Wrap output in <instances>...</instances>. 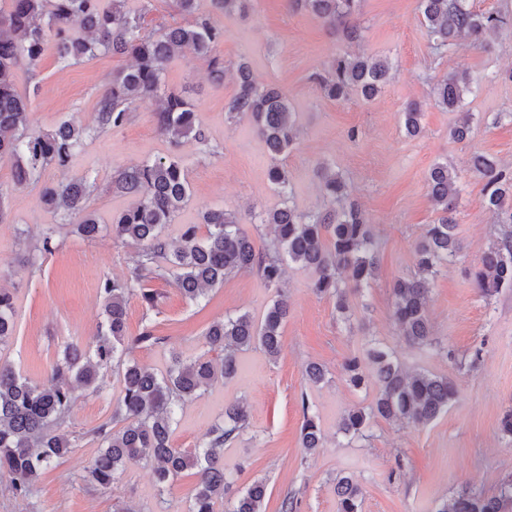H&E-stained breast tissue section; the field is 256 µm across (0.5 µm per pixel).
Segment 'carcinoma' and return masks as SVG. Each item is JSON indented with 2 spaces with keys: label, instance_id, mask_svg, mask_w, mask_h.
<instances>
[{
  "label": "carcinoma",
  "instance_id": "1",
  "mask_svg": "<svg viewBox=\"0 0 512 512\" xmlns=\"http://www.w3.org/2000/svg\"><path fill=\"white\" fill-rule=\"evenodd\" d=\"M210 2L212 11L203 13L197 9L198 0H172L174 10L185 22L149 29L144 25L149 6L132 11L127 0H108L106 4L102 0H0V159L11 163L14 187L39 183L47 166H66L86 140L125 125L131 113L153 103L157 105V126L172 145L178 147L191 139L200 152L216 154L217 148L198 127L192 102L165 82L167 62L176 51L187 48L207 63L213 84L223 83L224 59L217 55L216 47L224 41V27L218 24L216 15L243 11L248 0ZM293 3L325 25L342 28L346 39H361V26L350 23L360 0ZM418 8L438 55L446 53L460 38L469 37L478 44L487 31L512 28L507 16L478 13L468 0H419ZM51 42L59 62L65 65L100 53L133 59L132 64L112 74V83L97 101L92 128L66 120L47 133L31 126L28 101L18 93L13 73L22 62L37 64ZM390 70L385 58L338 55L313 79L330 99L357 94L370 101L385 88ZM236 80L238 90L227 104V118L235 122L247 116L253 122L266 143L271 159L269 179L281 198L279 207L252 213L254 226L272 229L264 248H256L235 212L222 207L202 211L206 236H198L196 226L187 224L177 243L168 240L164 235L166 225L173 223L192 199L187 165L177 154L147 159L117 171L113 185L132 202L113 215L112 224L106 228L98 224L87 205L95 183L80 177L42 185V203L59 212L61 219L76 220L81 236L94 238L107 230L114 240L133 246L134 267L126 280H102L98 294L103 318L93 345L84 346L78 341L66 344L49 382H34L11 365L0 363V476L8 477L7 490L12 497L31 498L43 475L74 452L79 437L59 429L69 419L77 392L97 390L99 379L115 369L121 377L122 392L111 418L94 430L100 448L86 467L87 484L105 492L127 466L148 463L162 498L175 477L193 469L197 483L189 512H215L229 486L224 472V445L247 427V405L237 401L225 406L224 419L211 428L206 441L193 449L171 444L177 411L215 381L236 376L238 352L259 348L270 358H278L288 305L282 298L274 300L259 320L246 312L224 315L203 334L208 351L224 353L220 363L205 353L188 362L175 357L166 373L159 376L129 357L135 348L164 340L150 324L144 325L138 335H128L129 298L138 293L153 309L156 296L144 288V283L169 278L185 298L199 303L209 290L243 270L256 271L267 287L280 294L284 264L290 261L310 269L313 292L334 298L337 311L345 315L349 302L339 272L345 271L357 289L374 280L377 259L370 225L359 206L350 200L346 179L322 168L324 208L298 210L292 200L288 171L280 163V156L296 138L288 98L276 88L258 85L243 62L236 67ZM468 92L469 78L452 75L434 88L436 105L455 112L462 108ZM402 118L406 135L421 134L422 112L417 105H408ZM469 134L470 113L465 112L449 135L465 141ZM469 168L484 180L486 209L498 217V223L511 225L512 168L481 152L471 154ZM427 184L437 218L426 225L415 247L414 275L399 277L392 285L393 316L400 334L418 347L433 343L427 309L431 281L461 249L453 217L461 194L455 169L446 161L435 163L428 172ZM474 280L486 297L504 288L512 289V230L496 238L484 253ZM15 332L13 293L0 288V347L10 343ZM344 375L347 384L356 390L366 386L371 375L378 386L373 404L343 415L339 432L350 440L369 437L368 430L376 419L426 425L447 412L456 396L448 378L425 370L410 372L391 350L378 343L370 344L363 355L347 359ZM303 414L300 444L310 455L322 447L323 431L309 407H303ZM267 493L266 482L256 480L234 499L227 512H265ZM336 496L338 512H360L363 487L357 478H338ZM511 508L512 484L491 496L463 489L436 512H509Z\"/></svg>",
  "mask_w": 512,
  "mask_h": 512
}]
</instances>
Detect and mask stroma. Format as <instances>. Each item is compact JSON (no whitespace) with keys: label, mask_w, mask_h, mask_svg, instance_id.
I'll list each match as a JSON object with an SVG mask.
<instances>
[{"label":"stroma","mask_w":512,"mask_h":512,"mask_svg":"<svg viewBox=\"0 0 512 512\" xmlns=\"http://www.w3.org/2000/svg\"><path fill=\"white\" fill-rule=\"evenodd\" d=\"M218 21L224 28L217 48L226 67L222 88L212 86L206 63L187 52L175 55L166 70L168 86L194 103L202 129L218 147L214 156L199 154L189 141L181 147L193 200L167 226V237L178 239L184 225L200 223L207 206L237 211L248 230L251 211L280 204L268 180L270 156L263 139L249 119L233 125L225 120L224 105L237 89L235 68L244 59L257 83L279 87L296 114L299 140L282 160L296 207L321 208L320 164L342 173L351 200L371 226L379 274L370 286L349 291L350 311L344 316L334 299L314 294L309 270L287 266L288 319L279 357L269 359L258 349L240 353L234 378L214 383L180 411L173 446H198L222 419L225 405L242 400L250 426L225 448L224 470L236 491L265 480L270 493L266 512H279L287 496L296 500V512H337L336 479L349 474L363 486L361 512H436L442 500L465 486L486 495L499 493L512 482V438L500 432L504 415L512 410V291L486 298L474 284L473 272L500 227L484 206V182L470 171L468 159L479 151L512 167V79L507 76L512 33L489 35L478 47L462 40L436 55L417 0H361L357 21L365 31L357 42L289 0H250L245 12L222 14ZM344 53L391 60L392 78L374 100L354 96L336 102L313 82L314 72ZM128 63V57L104 54L64 68L50 47L36 70L18 66L16 88L31 100L33 128L48 131L64 120L94 125L97 96L109 86L113 71ZM461 71L471 78L465 109L473 116L464 142L448 135L457 113L442 110L432 97L436 82ZM412 102L422 112L423 132L415 138L406 136L400 119ZM170 150L146 105L130 123L87 140L66 168L48 167L42 180L94 178L88 206L105 225L130 204L112 188L117 170ZM443 160L457 169L463 187L455 214L462 250L434 280L428 314L437 345L422 350L399 334L391 284L414 270L415 245L436 217L427 174ZM1 187L10 195L0 222V288L15 292L17 330L12 343L0 348V363L41 381L66 342L93 341L102 319L98 285L104 277L128 275L132 250L106 233L93 239L75 233L42 204L40 185L13 189L6 160H0ZM48 230L54 233V251L33 256V246ZM32 256L37 264L31 274L26 265ZM148 287L162 295L158 310H146L139 297L130 298L127 326L134 335L149 322L164 336V344L133 352L136 361L158 374L173 357L187 361L202 354V333L212 322L240 311L262 317L275 296L254 272L228 277L198 304L172 283L153 280ZM371 339L389 347L408 368L450 379L456 397L428 425L379 419L368 439L350 443L337 432L341 418L351 408L368 406L376 386L350 388L342 366ZM476 350L481 358L474 363L470 356ZM311 362L326 370V383L307 382L304 370ZM120 390L119 376L111 371L96 392L78 398L64 428L79 436L78 448L43 477L32 498L16 499L0 490V512H115L119 506L131 512H187L197 482L190 470L174 479L163 499L144 464L117 475L107 493L86 485L85 468L98 451L92 432L110 417ZM307 407L317 414L325 436L322 448L310 455L300 446Z\"/></svg>","instance_id":"1"}]
</instances>
